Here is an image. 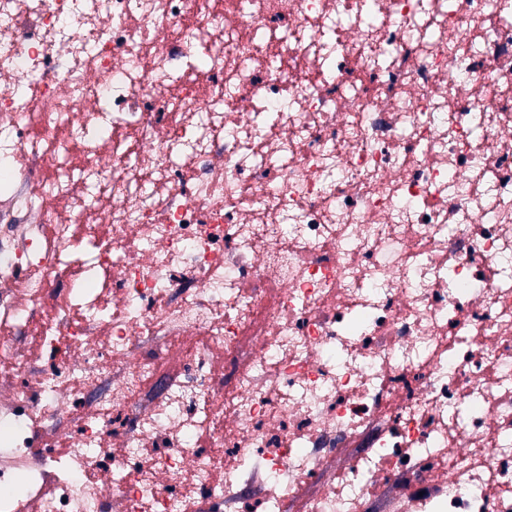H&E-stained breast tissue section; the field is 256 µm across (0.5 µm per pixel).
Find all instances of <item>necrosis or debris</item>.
Returning <instances> with one entry per match:
<instances>
[{
    "instance_id": "1",
    "label": "necrosis or debris",
    "mask_w": 512,
    "mask_h": 512,
    "mask_svg": "<svg viewBox=\"0 0 512 512\" xmlns=\"http://www.w3.org/2000/svg\"><path fill=\"white\" fill-rule=\"evenodd\" d=\"M0 222V512H512L505 0H0Z\"/></svg>"
}]
</instances>
